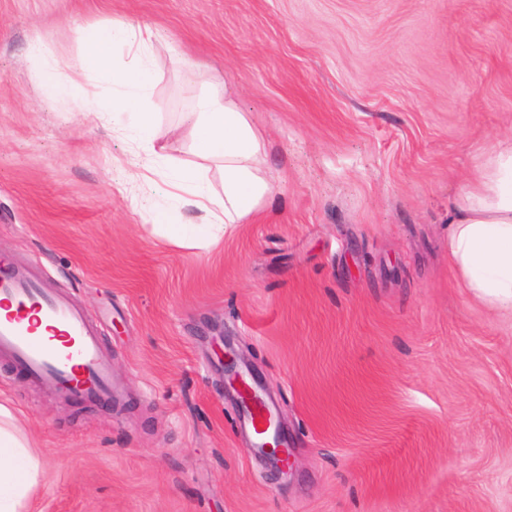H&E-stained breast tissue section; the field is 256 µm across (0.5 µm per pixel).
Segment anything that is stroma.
Returning <instances> with one entry per match:
<instances>
[{
    "instance_id": "35a3bbf8",
    "label": "stroma",
    "mask_w": 512,
    "mask_h": 512,
    "mask_svg": "<svg viewBox=\"0 0 512 512\" xmlns=\"http://www.w3.org/2000/svg\"><path fill=\"white\" fill-rule=\"evenodd\" d=\"M149 29L157 150L193 160L197 96L231 92L272 194L208 250L141 205L137 145L85 120L80 31ZM55 51L49 95L29 44ZM512 138V0H0V257L101 327L122 406L0 402L41 463L31 512H512V315L448 261V208ZM275 402L288 474L249 449L214 344Z\"/></svg>"
}]
</instances>
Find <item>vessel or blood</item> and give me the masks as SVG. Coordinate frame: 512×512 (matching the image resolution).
<instances>
[{"label":"vessel or blood","instance_id":"obj_1","mask_svg":"<svg viewBox=\"0 0 512 512\" xmlns=\"http://www.w3.org/2000/svg\"><path fill=\"white\" fill-rule=\"evenodd\" d=\"M0 357L68 397L120 402L94 320L39 273L0 260Z\"/></svg>","mask_w":512,"mask_h":512}]
</instances>
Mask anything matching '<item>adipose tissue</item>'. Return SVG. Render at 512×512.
I'll list each match as a JSON object with an SVG mask.
<instances>
[{
	"label": "adipose tissue",
	"mask_w": 512,
	"mask_h": 512,
	"mask_svg": "<svg viewBox=\"0 0 512 512\" xmlns=\"http://www.w3.org/2000/svg\"><path fill=\"white\" fill-rule=\"evenodd\" d=\"M82 41L84 57L97 79L118 87L122 111L147 157L143 171L155 172L152 115L140 109L150 81V33L116 20L84 29ZM118 43L133 50V66L123 73L110 68L112 48ZM191 118L198 161L168 165L165 177L169 197L177 207L204 211L209 221L173 224L164 213L158 230L179 247L207 249L222 240L231 225L243 223L254 213L272 186L264 175L268 158L265 140L231 97L201 95ZM209 160L222 164L221 190H214L205 177L204 164ZM448 257L464 288L477 298L512 311V143L483 156L451 206ZM40 472V462L12 411L0 403V512H23Z\"/></svg>",
	"instance_id": "ef3b65f1"
}]
</instances>
